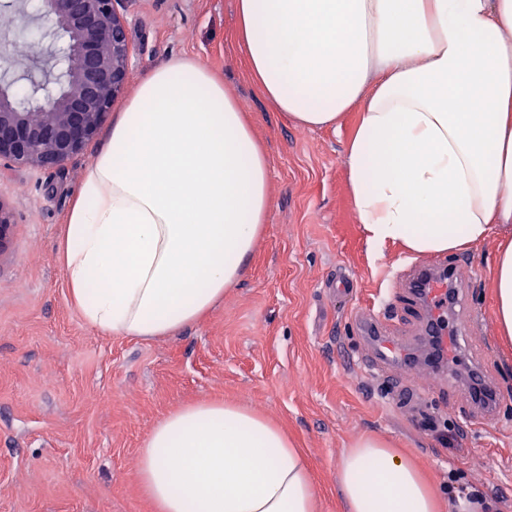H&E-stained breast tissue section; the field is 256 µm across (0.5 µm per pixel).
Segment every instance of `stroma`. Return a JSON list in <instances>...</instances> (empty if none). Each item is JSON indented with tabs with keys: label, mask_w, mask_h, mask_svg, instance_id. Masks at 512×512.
Here are the masks:
<instances>
[{
	"label": "stroma",
	"mask_w": 512,
	"mask_h": 512,
	"mask_svg": "<svg viewBox=\"0 0 512 512\" xmlns=\"http://www.w3.org/2000/svg\"><path fill=\"white\" fill-rule=\"evenodd\" d=\"M124 14L128 89L171 54L222 77L266 148L273 208L242 281L202 320L152 340L105 336L71 303L57 253L96 145L57 169L0 170V199L16 219L0 253V512H156L139 486V450L168 413L205 399L266 415L304 449L317 512H346L337 467L366 435L411 456L437 491L447 492L458 468L512 512V344L500 341L493 317L495 240L467 248L473 264L461 272L484 314L468 344L502 394L496 424L485 427L470 419L464 366L430 370L425 310L393 297L415 266L455 253L414 256L366 242L345 168L358 111L336 128L308 130L271 109L234 46L233 0H127ZM339 267L357 294L330 290ZM365 308L412 354L415 372L368 370L375 345L355 327ZM407 384L426 390L425 413L390 405Z\"/></svg>",
	"instance_id": "35a3bbf8"
}]
</instances>
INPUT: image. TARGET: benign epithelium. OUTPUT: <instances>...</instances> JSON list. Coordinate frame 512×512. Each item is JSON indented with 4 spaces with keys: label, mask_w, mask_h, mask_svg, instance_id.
Masks as SVG:
<instances>
[{
    "label": "benign epithelium",
    "mask_w": 512,
    "mask_h": 512,
    "mask_svg": "<svg viewBox=\"0 0 512 512\" xmlns=\"http://www.w3.org/2000/svg\"><path fill=\"white\" fill-rule=\"evenodd\" d=\"M116 0H37L40 40L0 57V161L57 168L99 134L122 92L131 48ZM15 216L0 200V251Z\"/></svg>",
    "instance_id": "1"
}]
</instances>
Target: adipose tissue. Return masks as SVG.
Here are the masks:
<instances>
[{
  "mask_svg": "<svg viewBox=\"0 0 512 512\" xmlns=\"http://www.w3.org/2000/svg\"><path fill=\"white\" fill-rule=\"evenodd\" d=\"M233 41L295 126L360 121L348 186L376 249L412 255L512 224V0H235ZM273 206L269 162L236 98L173 55L138 83L88 165L59 242L69 292L103 335L150 339L199 321L242 277ZM494 318L512 340V241ZM156 512H316L302 449L242 405L160 420L139 456ZM347 512H441L416 465L377 437L341 457Z\"/></svg>",
  "mask_w": 512,
  "mask_h": 512,
  "instance_id": "ef3b65f1",
  "label": "adipose tissue"
}]
</instances>
